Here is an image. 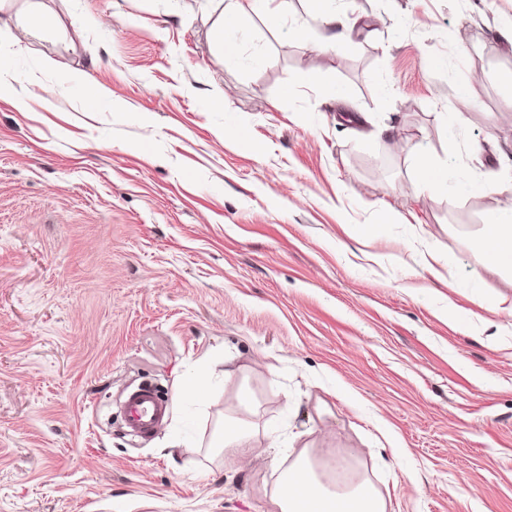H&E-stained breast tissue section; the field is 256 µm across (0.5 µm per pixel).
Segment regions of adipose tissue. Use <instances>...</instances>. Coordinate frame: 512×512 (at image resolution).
I'll list each match as a JSON object with an SVG mask.
<instances>
[{"label":"adipose tissue","instance_id":"obj_1","mask_svg":"<svg viewBox=\"0 0 512 512\" xmlns=\"http://www.w3.org/2000/svg\"><path fill=\"white\" fill-rule=\"evenodd\" d=\"M313 25L301 26L297 34L315 44L344 49L351 29L347 17L338 16L333 0H307ZM0 13L14 16L19 27L35 37L56 36L75 41L80 29H68L40 8L37 0H0ZM479 268L498 274L512 273V205L489 211L470 242ZM272 496L280 512H387L382 491L368 477L338 479L334 467L316 464L300 453L283 469Z\"/></svg>","mask_w":512,"mask_h":512}]
</instances>
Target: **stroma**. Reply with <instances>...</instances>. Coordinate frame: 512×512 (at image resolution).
<instances>
[{"label": "stroma", "mask_w": 512, "mask_h": 512, "mask_svg": "<svg viewBox=\"0 0 512 512\" xmlns=\"http://www.w3.org/2000/svg\"><path fill=\"white\" fill-rule=\"evenodd\" d=\"M44 2L82 38L0 14V512H280L292 449L388 512H512V280L469 248L512 203V0H335L338 52L288 0L222 63L215 0ZM142 382L169 415L137 441ZM415 173L418 180L425 185L440 186L448 184L447 168L421 152L415 153ZM251 432L247 423L239 421L238 427L222 432V435L215 448L224 449V457L235 458L237 454L244 450H252V448H243L248 442V435Z\"/></svg>", "instance_id": "stroma-1"}]
</instances>
